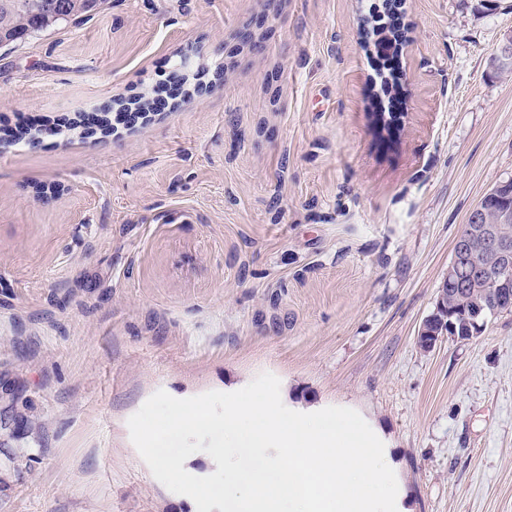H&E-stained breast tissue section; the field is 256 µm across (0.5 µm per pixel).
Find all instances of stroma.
Returning <instances> with one entry per match:
<instances>
[{"label": "stroma", "instance_id": "35a3bbf8", "mask_svg": "<svg viewBox=\"0 0 512 512\" xmlns=\"http://www.w3.org/2000/svg\"><path fill=\"white\" fill-rule=\"evenodd\" d=\"M496 3L406 0L393 133L372 0H106L0 48V512H197L127 421L265 372L374 421L415 512H512V313L416 344L512 179ZM161 84L146 122L75 125Z\"/></svg>", "mask_w": 512, "mask_h": 512}]
</instances>
